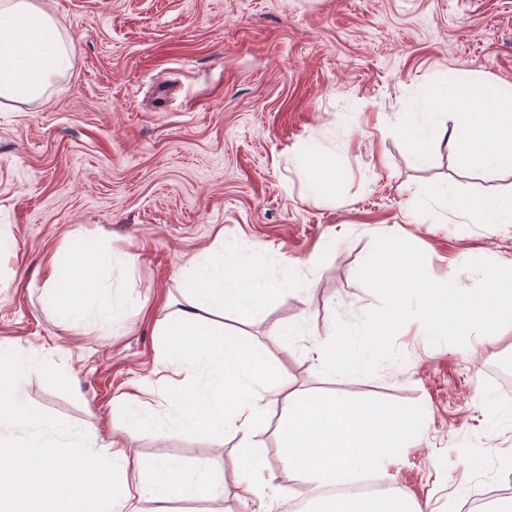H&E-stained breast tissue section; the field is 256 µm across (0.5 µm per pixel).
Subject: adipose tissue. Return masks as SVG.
<instances>
[{"mask_svg":"<svg viewBox=\"0 0 512 512\" xmlns=\"http://www.w3.org/2000/svg\"><path fill=\"white\" fill-rule=\"evenodd\" d=\"M69 57L54 16L34 0H0V103L40 98ZM486 95L491 106L472 111L470 101ZM414 142L446 143L469 166L512 168V84L490 88H442L418 112ZM444 207L472 224H512V196L492 201L446 193ZM109 257L94 240H83L45 271L43 296L69 325L103 320L125 302L101 287L94 275ZM188 299L162 330L160 362L175 377L178 395L165 408L124 399L137 428L158 435H205L211 444L225 432L240 434L242 448L214 468L141 460L124 439L93 449L88 427L43 418L24 403L28 377L42 369L37 355L0 342V368L7 396L0 398V512H140L141 502L168 512V502L223 498L226 475L255 512H276L278 497L265 459L252 436L266 427L265 406L283 400L282 464L298 480L325 487L346 484L356 471L392 448L404 446L409 418L377 403L326 402L294 387L280 361L224 330L223 316L241 321L266 309L287 278V269L266 251L221 247L180 270ZM139 480L129 485L127 474ZM94 484H87L86 476ZM317 512H410L396 490L367 501L318 497Z\"/></svg>","mask_w":512,"mask_h":512,"instance_id":"obj_1","label":"adipose tissue"}]
</instances>
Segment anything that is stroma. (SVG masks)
Wrapping results in <instances>:
<instances>
[{
  "mask_svg": "<svg viewBox=\"0 0 512 512\" xmlns=\"http://www.w3.org/2000/svg\"><path fill=\"white\" fill-rule=\"evenodd\" d=\"M59 22L69 64L36 100L0 109V340L39 354L26 405L86 424L97 446L125 437L133 457L201 466L223 461L203 436L126 426L132 397L163 407L158 331L185 301L179 269L217 237L295 263L273 304L226 330L284 363L301 389L413 418L404 448L358 471L404 489L423 512H463L496 490L512 512V406L496 343L431 345L420 322L397 334L399 361L372 376L323 374L306 355L335 319L355 323L378 298L358 278L374 239L421 249L439 282L473 288L459 258L512 263V226L462 224L443 191L512 195V170L470 169L444 145L416 155L407 135L428 94L478 77L512 83V0H39ZM325 159L335 187L312 166ZM91 235L111 265L100 283L137 306L108 326L56 323L41 298L45 268ZM305 333L273 343L277 321ZM254 442L278 489V512L314 501L281 463L283 405L268 402Z\"/></svg>",
  "mask_w": 512,
  "mask_h": 512,
  "instance_id": "stroma-1",
  "label": "stroma"
}]
</instances>
